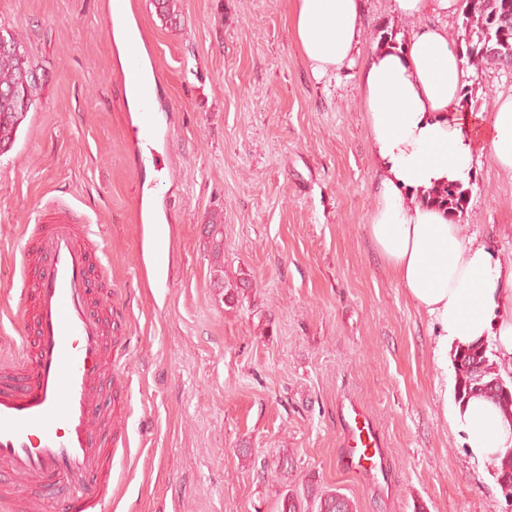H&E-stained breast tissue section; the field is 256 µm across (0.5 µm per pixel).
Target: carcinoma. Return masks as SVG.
<instances>
[{
    "mask_svg": "<svg viewBox=\"0 0 512 512\" xmlns=\"http://www.w3.org/2000/svg\"><path fill=\"white\" fill-rule=\"evenodd\" d=\"M178 0H155L159 16L170 24L178 17ZM461 40H470L466 47L468 65L476 71L512 65V0H462ZM42 76L27 61L23 44L15 34L0 28V154L11 148L20 125L35 103ZM436 204L450 214H460L468 202L466 189L449 186L433 196ZM222 221L207 224L211 238L215 279L224 301L238 298L237 289L224 281L222 263ZM455 369V400L463 404L475 396L493 401L506 417L512 419V373L503 378L500 368L491 359L484 344L458 347L453 350ZM499 486L512 485V448L491 462ZM276 512H356L355 503L339 491L320 492L313 483L300 490L284 488L277 492Z\"/></svg>",
    "mask_w": 512,
    "mask_h": 512,
    "instance_id": "obj_1",
    "label": "carcinoma"
}]
</instances>
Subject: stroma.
<instances>
[{"mask_svg":"<svg viewBox=\"0 0 512 512\" xmlns=\"http://www.w3.org/2000/svg\"><path fill=\"white\" fill-rule=\"evenodd\" d=\"M135 18L164 71L177 116L174 167L158 198L176 203L172 276L154 277L132 220L136 176L125 139L121 66L108 0H0L43 76L12 148L0 156V306H15L24 225L46 202L85 215L112 268L105 289L122 326L112 365L115 512H274L283 486L314 482L357 512H506L490 463L443 414L426 319L368 236L374 170L360 70L322 79L288 25L290 0H153ZM390 0H365L362 53L382 33L422 27ZM512 92V69L483 71L467 107ZM464 236L512 264V177L477 155ZM221 217V300L205 224ZM359 403L384 438V471L341 464L338 407ZM248 458H240L241 449ZM294 460L279 479L283 454Z\"/></svg>","mask_w":512,"mask_h":512,"instance_id":"stroma-1","label":"stroma"}]
</instances>
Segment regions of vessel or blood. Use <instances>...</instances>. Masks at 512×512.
<instances>
[{
    "label": "vessel or blood",
    "mask_w": 512,
    "mask_h": 512,
    "mask_svg": "<svg viewBox=\"0 0 512 512\" xmlns=\"http://www.w3.org/2000/svg\"><path fill=\"white\" fill-rule=\"evenodd\" d=\"M139 119L126 136L139 185L156 193L170 167L172 114L159 106L160 72L127 52ZM90 222L68 204H44L21 246L22 351L0 363V499L12 512H112V304L97 283L108 270ZM345 466L382 469L384 441L356 404L342 409ZM24 486H17L16 477Z\"/></svg>",
    "instance_id": "obj_1"
}]
</instances>
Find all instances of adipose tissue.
Wrapping results in <instances>:
<instances>
[{
  "mask_svg": "<svg viewBox=\"0 0 512 512\" xmlns=\"http://www.w3.org/2000/svg\"><path fill=\"white\" fill-rule=\"evenodd\" d=\"M362 0H292V37L318 78L352 68L361 38ZM362 67L361 98L379 167L368 234L378 256L432 334V362L448 374V350L492 341L512 361V267L490 247L464 237L458 221L431 199L449 184L467 185L476 151L512 175V93L496 95L482 135L463 105L475 78L447 28L427 26L400 47L372 52ZM454 420L470 452L489 461L512 447V421L483 397L458 407Z\"/></svg>",
  "mask_w": 512,
  "mask_h": 512,
  "instance_id": "obj_1",
  "label": "adipose tissue"
}]
</instances>
